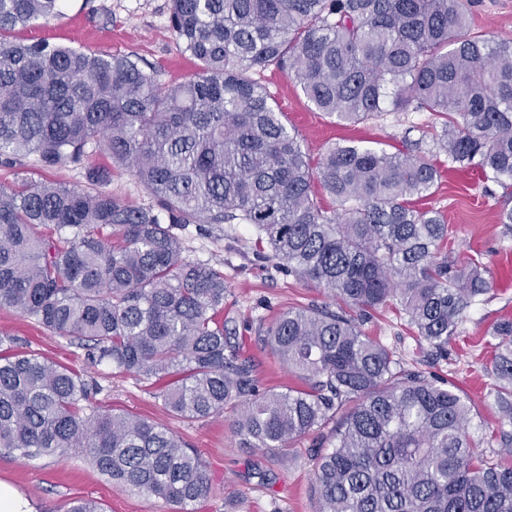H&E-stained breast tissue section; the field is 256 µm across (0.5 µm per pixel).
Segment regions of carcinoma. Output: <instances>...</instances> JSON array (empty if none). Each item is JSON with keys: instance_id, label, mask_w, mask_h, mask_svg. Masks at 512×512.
<instances>
[{"instance_id": "cac0c4a2", "label": "carcinoma", "mask_w": 512, "mask_h": 512, "mask_svg": "<svg viewBox=\"0 0 512 512\" xmlns=\"http://www.w3.org/2000/svg\"><path fill=\"white\" fill-rule=\"evenodd\" d=\"M62 0H0V163L80 165L97 144L112 165L87 185L0 187V308L35 319L93 364L165 381L166 410L202 421L237 411L242 448L277 452L337 420L313 475L319 512H512L506 456L475 451L471 405L452 382L410 372L361 320L391 300L448 352L483 269L448 261V225L419 202L439 168L424 155L355 144L311 167L252 73L293 76L343 123L388 112L444 119L435 152L480 170L512 199V41L469 33L466 0H170L176 42L198 62L165 85L134 54L9 39ZM126 168L165 212L112 196ZM339 204L321 205L314 183ZM248 224L288 274L345 309L281 312L264 343L302 385L264 390L224 322V273L188 261L175 228ZM490 336L495 400L512 424V320ZM86 380L34 353H0V448L23 458L86 449L115 483L187 507L205 463L162 424L89 403Z\"/></svg>"}]
</instances>
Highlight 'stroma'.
<instances>
[{
    "instance_id": "35a3bbf8",
    "label": "stroma",
    "mask_w": 512,
    "mask_h": 512,
    "mask_svg": "<svg viewBox=\"0 0 512 512\" xmlns=\"http://www.w3.org/2000/svg\"><path fill=\"white\" fill-rule=\"evenodd\" d=\"M168 5V0H64L61 16L17 29L14 37L24 42L44 38L105 54L130 53L155 67L160 81L178 84L195 74L197 62L174 40ZM469 10L473 32L512 39V0H471ZM258 80L281 107L284 123L297 134L313 163L338 144L394 153L420 138L429 149L441 132V119L429 112H391L378 121L343 125L315 111L294 77L270 67ZM437 164L441 180L426 204L440 211L449 226L448 258L458 265L481 264L490 288L467 309L444 357L435 356L393 303L372 312L362 330L396 352L405 368L426 372L440 382L452 381L472 405L468 430L478 442V453L491 457L501 447L503 418L492 396L498 382L487 371L494 357L489 333L499 321L512 318V233L496 222L504 204L501 188L484 181L478 170L449 168L445 155H438ZM25 178L79 186L86 182V170L73 165L43 169L30 157L20 166L0 164V186ZM178 236L185 259L217 264L223 272L224 318L235 327L244 354L254 360L264 388L280 391L295 384V377L264 348L258 331L284 310L331 303L329 293L279 269L269 259L268 247L256 246L248 225L191 224ZM2 334L13 337L14 349L37 353L83 374L93 385L94 405L162 423L197 452L212 487L194 512H319L312 489L316 435L299 438L275 453L243 448L233 433V410L207 421L177 418L163 406L159 382L91 364L82 347L3 308ZM0 479L20 488L37 512H66L76 499L95 500L103 512H178L173 504L106 480L87 455L78 452L23 459L0 450Z\"/></svg>"
}]
</instances>
